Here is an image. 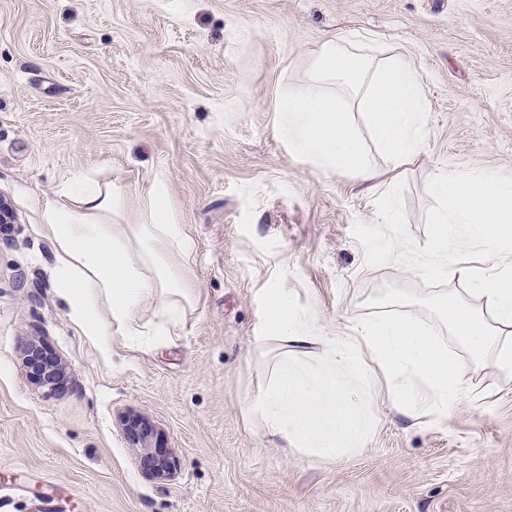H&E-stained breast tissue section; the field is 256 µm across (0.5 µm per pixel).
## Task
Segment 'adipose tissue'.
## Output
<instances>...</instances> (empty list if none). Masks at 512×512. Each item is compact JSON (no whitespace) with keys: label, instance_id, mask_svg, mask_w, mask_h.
I'll return each mask as SVG.
<instances>
[{"label":"adipose tissue","instance_id":"ef3b65f1","mask_svg":"<svg viewBox=\"0 0 512 512\" xmlns=\"http://www.w3.org/2000/svg\"><path fill=\"white\" fill-rule=\"evenodd\" d=\"M277 110L300 152L336 175L367 182L376 172L352 131L353 111L367 113L371 140L393 164L415 156L425 139L422 77L404 56L374 55L359 35L325 41L308 82ZM428 191L441 207L421 270L465 280L485 309L443 293L431 298L434 319L381 318L360 324L354 335L339 336L316 314L298 319L285 293L273 291L269 324L282 348L319 345L323 354L314 372L281 356L267 387L250 399L249 414L270 434L321 457L355 446L368 421L346 396L351 391L370 396L379 373L393 407L407 418L447 415L469 399L453 373L451 335L473 358H493L503 372H512V274L448 263L449 251L473 242H512V179L442 171ZM61 193L69 205L46 200L42 219L52 231L57 292L82 334L107 358L113 336L135 335L144 305L154 308L156 336L180 327L195 298L170 257L190 255L194 244L183 225L170 221L163 191L151 192L145 222L126 225L112 221L120 207L112 185L66 183Z\"/></svg>","mask_w":512,"mask_h":512}]
</instances>
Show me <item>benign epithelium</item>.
Instances as JSON below:
<instances>
[{
    "mask_svg": "<svg viewBox=\"0 0 512 512\" xmlns=\"http://www.w3.org/2000/svg\"><path fill=\"white\" fill-rule=\"evenodd\" d=\"M24 362L33 382L52 393L63 384L66 366L39 340H31L24 347ZM123 434L131 447L139 451V466L143 476L150 480H171L177 474V460L158 439L159 431L149 417L128 410L121 414Z\"/></svg>",
    "mask_w": 512,
    "mask_h": 512,
    "instance_id": "1",
    "label": "benign epithelium"
}]
</instances>
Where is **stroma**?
<instances>
[{"instance_id":"obj_1","label":"stroma","mask_w":512,"mask_h":512,"mask_svg":"<svg viewBox=\"0 0 512 512\" xmlns=\"http://www.w3.org/2000/svg\"><path fill=\"white\" fill-rule=\"evenodd\" d=\"M366 36L424 82L427 137L398 169L375 147L376 191L326 171L281 131L276 104L322 44ZM447 169L512 178V0H0V512H512V376L449 342L470 390L447 416L396 411L379 380L361 441L321 458L247 413L280 352L270 291L337 335L387 315L431 318L415 272ZM69 177L120 188L122 224L163 186L194 242L172 255L197 302L161 344L111 358L55 292L44 199ZM403 214L383 261L389 205ZM410 305L391 306L393 293ZM43 341L68 382L46 393L23 350ZM155 421L173 480L146 479L120 415Z\"/></svg>"}]
</instances>
